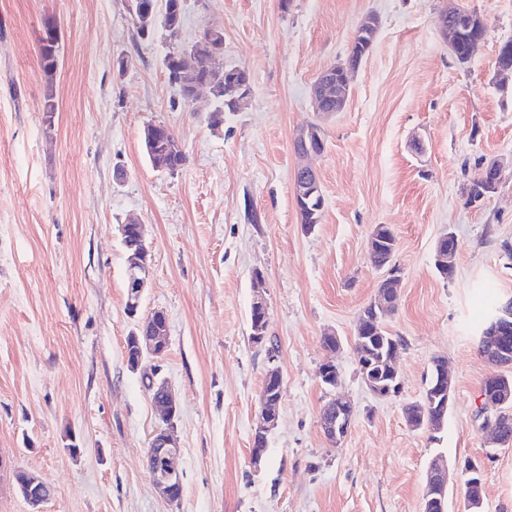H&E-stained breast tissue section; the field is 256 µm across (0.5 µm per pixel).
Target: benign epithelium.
<instances>
[{"label": "benign epithelium", "instance_id": "1", "mask_svg": "<svg viewBox=\"0 0 512 512\" xmlns=\"http://www.w3.org/2000/svg\"><path fill=\"white\" fill-rule=\"evenodd\" d=\"M379 28V19L375 15L366 16L358 25L355 35H362L375 39ZM204 52L212 58L224 55V32L219 26L207 27L206 34L201 36L198 43L184 49L178 45L172 47L169 52V59L182 62L180 75L188 72L191 59L199 53ZM350 71L342 65L331 66L321 72L312 86V96L318 112L330 114L340 112L344 109L349 92ZM209 94L224 93L226 103L233 106L240 104L247 99L251 93V84H237L227 82L216 74L213 80L203 85ZM295 151L307 156L320 154L325 149V140L322 127L318 124H309L302 128L294 139ZM302 178L294 182L295 196L302 199H309L319 191V179L315 171L303 166L298 169ZM448 239L450 248L438 246L435 250V263L443 271L453 269L456 251L451 249L455 243L453 234L444 235ZM383 249L388 252L387 258H392L396 249V239L392 230L386 225L377 226L371 233L367 253ZM149 250L143 247L139 253L129 257V267L132 270L142 269L139 274L131 275L129 281V293L133 297L132 305H139L145 289L148 287L151 268L148 263ZM399 279L394 270H389L386 277V287L389 288V296L379 299L376 307L379 309V316L366 322L362 321L356 329L355 336L363 335L367 330L377 331L383 327L382 315L392 305V301L398 300ZM252 306L264 312L268 311V305L264 294L263 278L253 277V299ZM166 319L164 312L155 310L144 317L133 332L139 349L141 359H159L167 347L164 336L166 332L158 325L159 320ZM435 385L432 392L426 395L423 402L417 405L419 415L434 416L443 420L448 413L452 399V385L448 378V371L445 369L444 361L436 362ZM266 379L273 382L272 387L260 394L259 409L255 415L254 436L266 438L277 426L279 419V404L282 397V375L280 369L272 367L266 372ZM149 397L153 406L161 413L163 425L154 433L148 456L153 459V467L148 470L149 477L159 494L168 501L179 498L182 494V455L174 435V424L177 416V405L172 388L165 381H152L148 389ZM485 406L492 407V410H484L482 413V425L490 427L495 437V443L503 446L508 440L503 434L504 416L512 418V384L502 381L499 377L493 376L486 379L485 391L483 393ZM327 415L320 419L324 428L325 437L332 443H340L348 434L354 411L351 404L339 398H333L326 404ZM24 486L27 488V502L32 512H40V506L47 498L44 493V485L37 477L26 475ZM446 491L447 479L444 465L438 461L432 463L427 478L426 487V510L428 512H446Z\"/></svg>", "mask_w": 512, "mask_h": 512}]
</instances>
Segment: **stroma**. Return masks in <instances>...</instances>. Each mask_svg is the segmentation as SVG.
Instances as JSON below:
<instances>
[{
    "label": "stroma",
    "instance_id": "1",
    "mask_svg": "<svg viewBox=\"0 0 512 512\" xmlns=\"http://www.w3.org/2000/svg\"><path fill=\"white\" fill-rule=\"evenodd\" d=\"M179 42L224 31L223 64L252 93L214 123L207 92L170 82L165 31L140 35L131 0H0V512H29L17 471L50 490L42 512H423L429 467L446 461L448 512H466L465 460L483 463L485 512H512V445L489 447L479 416L480 325L512 300V80L496 57L512 40V0H182ZM459 6L486 32L459 63L439 18ZM377 14L369 55L343 111L321 118L311 88L346 61L356 26ZM61 32L53 77L41 68L45 21ZM57 112L46 125L43 105ZM320 122L311 157L324 196L305 231L293 178L297 130ZM169 127L186 161H148L143 130ZM423 142L415 152L413 138ZM494 193L468 203L491 161ZM145 227L152 276L138 316L126 310L118 227ZM396 237L401 280L383 323L403 342L402 390L366 385L353 351L357 322L384 270L368 260L376 226ZM457 241L442 277L435 248ZM265 279V343L250 338L254 272ZM168 320L162 360L127 362L139 316ZM340 340L336 354L325 333ZM453 396L440 430L414 429L434 358ZM339 380L325 387L321 363ZM281 370L279 420L260 466L250 460L258 397ZM174 390L183 492L164 499L146 469L162 423L146 388ZM354 420L340 444L320 414L334 396Z\"/></svg>",
    "mask_w": 512,
    "mask_h": 512
}]
</instances>
